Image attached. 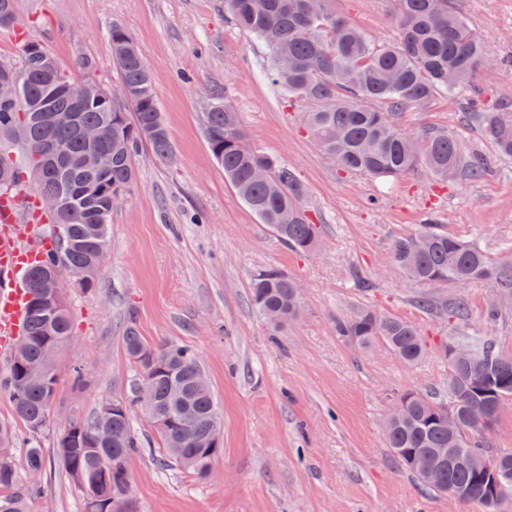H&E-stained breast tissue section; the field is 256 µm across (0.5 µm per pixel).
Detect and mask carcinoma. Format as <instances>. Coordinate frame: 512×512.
Returning <instances> with one entry per match:
<instances>
[{
  "label": "carcinoma",
  "instance_id": "obj_1",
  "mask_svg": "<svg viewBox=\"0 0 512 512\" xmlns=\"http://www.w3.org/2000/svg\"><path fill=\"white\" fill-rule=\"evenodd\" d=\"M391 2L397 37L379 43L337 15L334 0H321L314 12L308 9V0H224V12L264 44L270 80L303 104L304 127L337 170L384 184L419 166L443 181H472L490 173V158L464 148L455 136L434 129L410 137L389 118L393 112L424 105L439 94L453 96L470 85L485 59L481 36L452 0ZM17 4L18 0H0V29L18 24ZM110 42L112 62L125 90L121 103L90 78L83 80L82 101L68 99L63 88L73 82L70 72L36 41H24L21 66L0 62V76L9 74L16 80L22 103L18 109L0 105V130L20 132L17 146L26 155V167L21 169L0 150V197L27 178L38 199L52 196L60 201L58 210H43L58 228L53 257L26 271L22 281L33 362L40 361L46 342L63 346L72 331L69 310L56 312L36 304V283L61 260L76 271L90 267L109 246L112 197L127 193L134 184L135 153L148 144L157 158L165 160L171 151L156 97V74L142 70V54L123 26H112ZM47 112H57L63 120L49 127L43 119ZM463 112L466 121L494 143L499 156L512 157L511 112H475L467 107ZM80 125L103 126L109 137L91 146L79 136ZM204 134L224 169V179L261 223L270 225L288 248L311 251L320 226L303 205L304 184L287 164L249 144L238 112L218 93L209 97ZM47 141L63 150V159L45 154ZM94 151L104 157V168L86 163ZM391 259L419 285L493 280L504 296H512V261L492 259L480 244L453 237L433 221L418 233L395 240ZM250 295L256 312L275 333L293 322L302 308L296 281L277 269L255 275ZM419 304L431 312L441 307L458 320L467 316L461 298L440 303L423 295ZM336 334L362 348L380 343L413 364L426 356L424 340L411 323L371 308L352 319L336 320ZM123 347L132 362L146 353L154 357L156 371L146 386L140 387V377H134L124 409L110 414L98 409L88 418H75L78 435L66 441L61 430L55 439L56 460L86 491L85 512H130L127 464L138 451L131 419L135 405L171 422L155 433L166 455L197 478L210 476L212 461L221 451L197 447L220 425V418L213 394L194 389L202 370L195 352L185 345L150 342L132 323L124 330ZM448 364V399L401 393L405 406L385 431L386 445L424 485L452 490L462 504L491 512L486 497L492 473L472 465L450 468L445 460L437 463V483L432 484L423 467L435 461L441 448L462 459L485 461L494 470L505 457L512 462V454L490 456L483 448L485 431L497 420L501 401L512 400V355L490 346L468 347ZM59 372V365H52L49 380L35 382L12 367L0 383L13 410L12 420H0V512H31L30 502L41 492L32 482L18 484L9 452L21 441L27 470L40 473L46 466L38 438L50 420ZM448 409L460 422L454 432L441 419ZM17 423L26 429L23 438L16 432Z\"/></svg>",
  "mask_w": 512,
  "mask_h": 512
}]
</instances>
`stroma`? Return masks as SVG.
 <instances>
[{
	"instance_id": "obj_1",
	"label": "stroma",
	"mask_w": 512,
	"mask_h": 512,
	"mask_svg": "<svg viewBox=\"0 0 512 512\" xmlns=\"http://www.w3.org/2000/svg\"><path fill=\"white\" fill-rule=\"evenodd\" d=\"M479 32L486 59L461 97H439L394 117L407 134L443 129L495 160V171L442 183L417 168L378 196L374 181L337 171L298 121L299 107L266 76L265 46L224 16L222 0H19L20 30L0 29V60L20 64L25 33L71 70L95 64L94 78L118 90L110 32L124 26L158 77L156 94L173 154L149 148L134 158L136 181L112 211L110 245L95 290L70 289V341L58 356L54 410L39 440L51 451L60 427L103 402L127 398L135 368L123 329L148 341L189 346L217 403L224 452L200 480L163 450L148 415L134 410L140 442L128 462L134 512H481L424 486L385 445L384 420L399 391L448 396L444 349L491 345L512 354V306L496 322L484 313L493 281L463 287L409 282L390 260L393 242L434 220L448 234L504 259L512 244V158L462 121L460 101L479 98L512 111V0H456ZM370 39H395L388 0H336ZM217 91L240 115L250 144L288 164L303 182L304 204L321 227L302 254L271 229L225 181L202 132L207 96ZM277 268L301 286L303 307L283 335L254 312L250 282ZM468 300L469 316L420 309L428 295ZM372 307L414 324L425 359L401 361L383 345L362 351L336 334L337 319ZM85 375L74 387L72 366ZM37 479L32 512H84L86 492L56 460Z\"/></svg>"
}]
</instances>
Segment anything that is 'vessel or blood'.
Masks as SVG:
<instances>
[{
    "instance_id": "obj_1",
    "label": "vessel or blood",
    "mask_w": 512,
    "mask_h": 512,
    "mask_svg": "<svg viewBox=\"0 0 512 512\" xmlns=\"http://www.w3.org/2000/svg\"><path fill=\"white\" fill-rule=\"evenodd\" d=\"M0 222L8 224V231L0 233V269L15 274L24 273L34 257H45L49 239L37 235L36 225L25 223L17 206L0 209ZM25 297L16 289L0 290V339L20 336L24 325Z\"/></svg>"
}]
</instances>
